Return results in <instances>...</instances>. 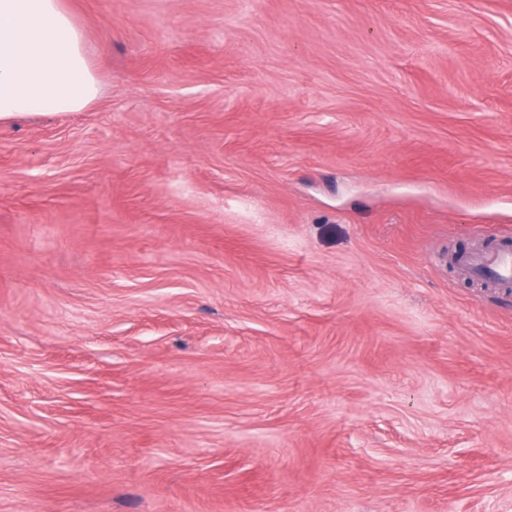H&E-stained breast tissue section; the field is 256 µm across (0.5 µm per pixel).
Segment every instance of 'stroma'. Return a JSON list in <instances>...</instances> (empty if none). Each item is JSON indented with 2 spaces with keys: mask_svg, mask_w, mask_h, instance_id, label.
<instances>
[{
  "mask_svg": "<svg viewBox=\"0 0 512 512\" xmlns=\"http://www.w3.org/2000/svg\"><path fill=\"white\" fill-rule=\"evenodd\" d=\"M0 122V512H512V0H65ZM98 95L62 0H0V121L79 112ZM474 265L491 267L501 277L512 279V248H505L494 254L479 256L474 260Z\"/></svg>",
  "mask_w": 512,
  "mask_h": 512,
  "instance_id": "35a3bbf8",
  "label": "stroma"
}]
</instances>
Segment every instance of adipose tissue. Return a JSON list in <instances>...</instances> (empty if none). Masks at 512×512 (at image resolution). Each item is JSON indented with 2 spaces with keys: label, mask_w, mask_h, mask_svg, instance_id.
I'll return each mask as SVG.
<instances>
[{
  "label": "adipose tissue",
  "mask_w": 512,
  "mask_h": 512,
  "mask_svg": "<svg viewBox=\"0 0 512 512\" xmlns=\"http://www.w3.org/2000/svg\"><path fill=\"white\" fill-rule=\"evenodd\" d=\"M98 95L62 0H0V121L79 112Z\"/></svg>",
  "instance_id": "obj_1"
}]
</instances>
